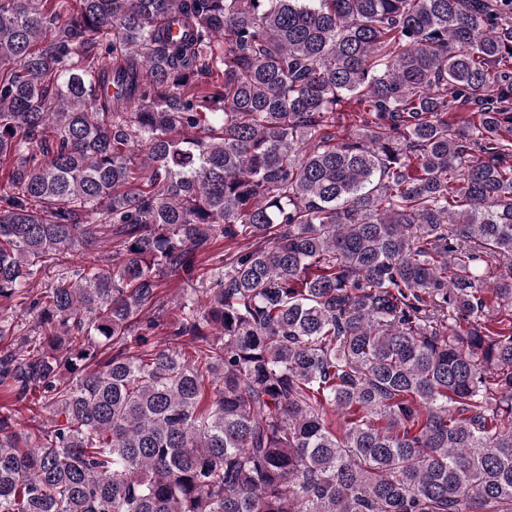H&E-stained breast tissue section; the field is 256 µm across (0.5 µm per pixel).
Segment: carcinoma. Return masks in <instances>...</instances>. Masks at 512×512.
<instances>
[{
  "label": "carcinoma",
  "mask_w": 512,
  "mask_h": 512,
  "mask_svg": "<svg viewBox=\"0 0 512 512\" xmlns=\"http://www.w3.org/2000/svg\"><path fill=\"white\" fill-rule=\"evenodd\" d=\"M2 158L0 512H512V0H0Z\"/></svg>",
  "instance_id": "cac0c4a2"
}]
</instances>
